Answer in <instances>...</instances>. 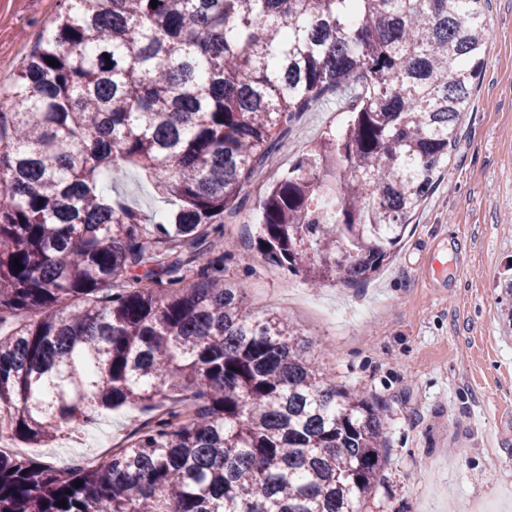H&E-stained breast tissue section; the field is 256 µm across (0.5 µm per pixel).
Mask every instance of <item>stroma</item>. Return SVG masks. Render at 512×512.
<instances>
[{"instance_id":"1","label":"stroma","mask_w":512,"mask_h":512,"mask_svg":"<svg viewBox=\"0 0 512 512\" xmlns=\"http://www.w3.org/2000/svg\"><path fill=\"white\" fill-rule=\"evenodd\" d=\"M59 0H0V94L56 17ZM483 76L448 171L394 261L355 286L310 287L256 249L269 172L224 219L225 279L249 303L304 328L332 382L382 401L390 446L370 512H512V332L497 283L512 262V0H489ZM345 100L302 113L280 167L340 128ZM112 183L147 212L160 204L133 167Z\"/></svg>"}]
</instances>
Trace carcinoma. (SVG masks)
<instances>
[{"label": "carcinoma", "mask_w": 512, "mask_h": 512, "mask_svg": "<svg viewBox=\"0 0 512 512\" xmlns=\"http://www.w3.org/2000/svg\"><path fill=\"white\" fill-rule=\"evenodd\" d=\"M150 2L61 0L0 106V427L48 447L151 416L95 468L0 451V512H368L384 408L226 283L224 214L268 166L266 260L378 273L443 179L489 0ZM342 94L343 129L279 171L296 116ZM127 165L166 214L104 193ZM142 416L145 415L137 410H117L103 418L99 426L107 438L112 436V443H114L119 441L129 428L133 427Z\"/></svg>", "instance_id": "cac0c4a2"}]
</instances>
